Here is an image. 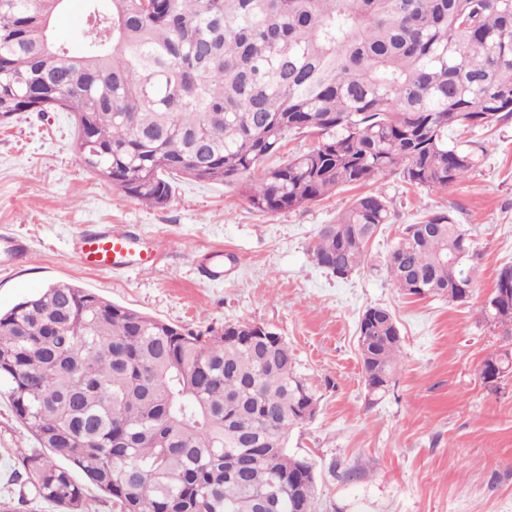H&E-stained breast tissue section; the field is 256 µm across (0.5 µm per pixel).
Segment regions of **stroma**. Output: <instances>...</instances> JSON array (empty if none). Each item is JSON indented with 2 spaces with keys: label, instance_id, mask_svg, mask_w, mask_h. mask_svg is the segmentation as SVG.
I'll return each instance as SVG.
<instances>
[{
  "label": "stroma",
  "instance_id": "obj_1",
  "mask_svg": "<svg viewBox=\"0 0 512 512\" xmlns=\"http://www.w3.org/2000/svg\"><path fill=\"white\" fill-rule=\"evenodd\" d=\"M73 134L65 112H23L0 125V233L30 246L0 265V310L66 282L191 330L270 325L318 399L314 417L288 441L290 453L315 465L317 512H512V374L488 385L478 372L508 343L483 309L499 270L512 265V118L462 129V140L482 151L456 186L385 179L390 221L367 266L344 279L316 266L309 248L353 191L270 214L233 188L182 180L166 208H149L89 172ZM437 212L462 224L479 252L477 286L461 305L403 294L387 272L402 228ZM91 224L155 237L163 257L149 270H85L70 242ZM216 268L223 281L211 279ZM371 307L394 315L403 346L390 390L378 400L365 386L356 332ZM39 448L1 395L0 501L14 512H61L9 480L19 453ZM352 467L360 477L345 479Z\"/></svg>",
  "mask_w": 512,
  "mask_h": 512
}]
</instances>
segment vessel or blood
<instances>
[{
	"label": "vessel or blood",
	"mask_w": 512,
	"mask_h": 512,
	"mask_svg": "<svg viewBox=\"0 0 512 512\" xmlns=\"http://www.w3.org/2000/svg\"><path fill=\"white\" fill-rule=\"evenodd\" d=\"M72 252L87 268L109 272L129 264L154 267L160 258L156 243L141 242L120 225L100 224L81 231L72 242Z\"/></svg>",
	"instance_id": "b4317fda"
}]
</instances>
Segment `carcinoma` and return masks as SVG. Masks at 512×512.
<instances>
[{"label":"carcinoma","instance_id":"obj_1","mask_svg":"<svg viewBox=\"0 0 512 512\" xmlns=\"http://www.w3.org/2000/svg\"><path fill=\"white\" fill-rule=\"evenodd\" d=\"M69 0H0V123L68 112L85 167L153 208L179 179L241 190L276 213L367 188L309 249L338 278L389 223L379 180L452 187L479 160L448 137L512 117V0H84L83 52L51 38ZM307 151L273 165L293 136ZM474 241L445 213L408 224L386 266L406 295L464 302ZM486 316L512 337V266ZM392 313L357 326L369 393L403 350ZM511 364L488 357L480 378ZM0 393L51 456L13 480L64 512H316V475L288 451L317 399L272 327L194 332L69 283L0 312ZM67 460L62 467L53 457Z\"/></svg>","mask_w":512,"mask_h":512}]
</instances>
